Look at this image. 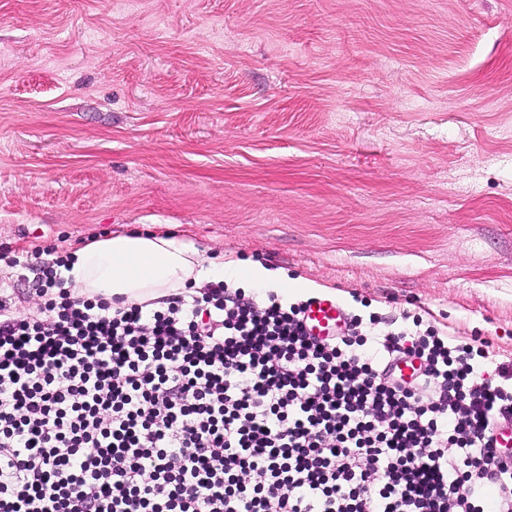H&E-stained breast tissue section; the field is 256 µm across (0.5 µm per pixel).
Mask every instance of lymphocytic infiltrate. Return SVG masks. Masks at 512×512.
Wrapping results in <instances>:
<instances>
[{"mask_svg": "<svg viewBox=\"0 0 512 512\" xmlns=\"http://www.w3.org/2000/svg\"><path fill=\"white\" fill-rule=\"evenodd\" d=\"M44 275L38 315L0 300V512H512V373L486 379L483 347L321 341L274 296L115 306Z\"/></svg>", "mask_w": 512, "mask_h": 512, "instance_id": "lymphocytic-infiltrate-1", "label": "lymphocytic infiltrate"}]
</instances>
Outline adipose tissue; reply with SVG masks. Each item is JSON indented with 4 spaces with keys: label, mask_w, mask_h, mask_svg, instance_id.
<instances>
[{
    "label": "adipose tissue",
    "mask_w": 512,
    "mask_h": 512,
    "mask_svg": "<svg viewBox=\"0 0 512 512\" xmlns=\"http://www.w3.org/2000/svg\"><path fill=\"white\" fill-rule=\"evenodd\" d=\"M229 267L236 270V284L243 289L262 285L287 291L299 284L284 270L250 257H208L183 239L133 231L75 248L61 274L75 295L119 296L140 304L187 291L205 280H223Z\"/></svg>",
    "instance_id": "ef3b65f1"
}]
</instances>
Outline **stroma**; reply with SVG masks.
I'll list each match as a JSON object with an SVG mask.
<instances>
[{
	"instance_id": "stroma-1",
	"label": "stroma",
	"mask_w": 512,
	"mask_h": 512,
	"mask_svg": "<svg viewBox=\"0 0 512 512\" xmlns=\"http://www.w3.org/2000/svg\"><path fill=\"white\" fill-rule=\"evenodd\" d=\"M168 232L512 367V0H0V294Z\"/></svg>"
}]
</instances>
